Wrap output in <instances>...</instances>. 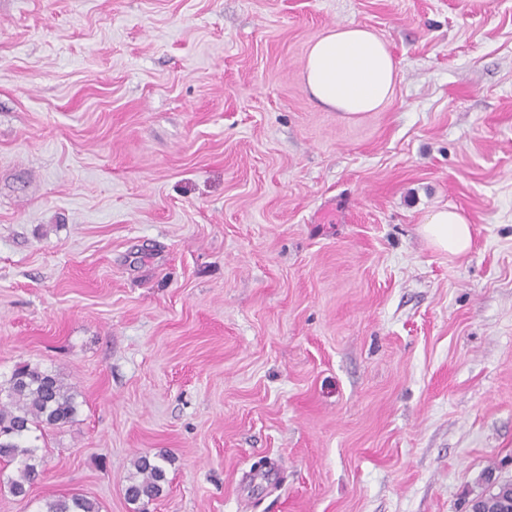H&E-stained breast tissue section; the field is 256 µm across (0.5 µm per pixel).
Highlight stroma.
Listing matches in <instances>:
<instances>
[{
  "label": "stroma",
  "mask_w": 512,
  "mask_h": 512,
  "mask_svg": "<svg viewBox=\"0 0 512 512\" xmlns=\"http://www.w3.org/2000/svg\"><path fill=\"white\" fill-rule=\"evenodd\" d=\"M398 67L346 119L310 44ZM452 205L461 255L420 232ZM72 423L0 512H468L512 479V0H0V384ZM396 78V65L385 41L358 24L336 27L316 39L303 71L310 96L343 118L386 104ZM168 462V456L163 452L137 457L134 462L136 472L129 476L125 487L127 500L143 507L155 500L162 492V484L166 482L165 463ZM43 512H99L95 500L81 494L49 495L43 505Z\"/></svg>",
  "instance_id": "obj_1"
}]
</instances>
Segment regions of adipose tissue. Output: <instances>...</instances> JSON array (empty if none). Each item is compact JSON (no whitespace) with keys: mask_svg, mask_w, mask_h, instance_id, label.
Instances as JSON below:
<instances>
[{"mask_svg":"<svg viewBox=\"0 0 512 512\" xmlns=\"http://www.w3.org/2000/svg\"><path fill=\"white\" fill-rule=\"evenodd\" d=\"M397 70L392 54L373 31L349 24L327 31L310 46L303 82L320 105L352 118L373 112L394 93ZM420 232L435 249L451 255L467 252L472 230L454 207L429 212Z\"/></svg>","mask_w":512,"mask_h":512,"instance_id":"1","label":"adipose tissue"}]
</instances>
